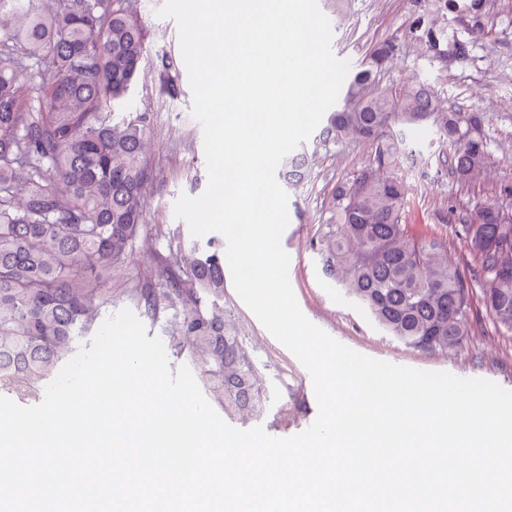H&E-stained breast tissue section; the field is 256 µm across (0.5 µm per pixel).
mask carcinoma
Wrapping results in <instances>:
<instances>
[{
	"label": "carcinoma",
	"mask_w": 512,
	"mask_h": 512,
	"mask_svg": "<svg viewBox=\"0 0 512 512\" xmlns=\"http://www.w3.org/2000/svg\"><path fill=\"white\" fill-rule=\"evenodd\" d=\"M0 0V391L37 400L43 384L74 351L77 338L112 303V271L143 235L148 112L115 120L145 53V33L126 0ZM409 34L423 50L448 57V0H425ZM378 43L352 73L322 130L336 142L369 143L374 153L352 184L336 187V234L326 273L363 305L388 335L425 353L446 354L469 335V289L448 248L405 224L410 188L400 159L415 156L410 134L428 126L453 146L440 160L465 184L486 168L476 117L444 106L432 88L411 80L379 86L396 56ZM48 63L55 76L32 105L19 73ZM304 152L286 158L280 177L301 182ZM487 283L486 308L512 331V214L494 200L461 221ZM159 288H139L156 316L181 306L170 346L194 366L206 393L243 422L265 410L266 390L243 337L224 323V243L175 240L159 262Z\"/></svg>",
	"instance_id": "1"
}]
</instances>
